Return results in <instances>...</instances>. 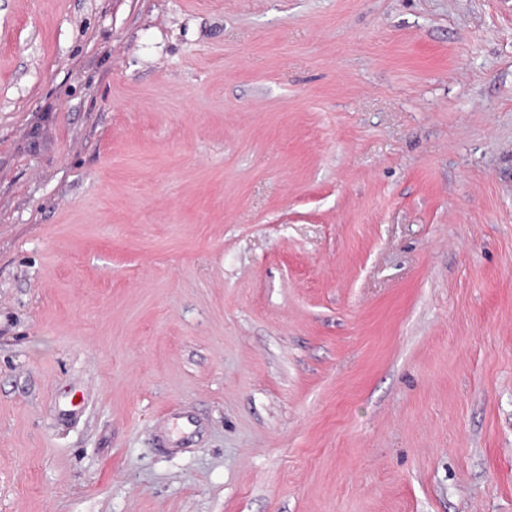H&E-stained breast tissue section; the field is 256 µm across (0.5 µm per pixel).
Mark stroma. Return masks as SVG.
I'll return each instance as SVG.
<instances>
[{
    "instance_id": "1",
    "label": "stroma",
    "mask_w": 512,
    "mask_h": 512,
    "mask_svg": "<svg viewBox=\"0 0 512 512\" xmlns=\"http://www.w3.org/2000/svg\"><path fill=\"white\" fill-rule=\"evenodd\" d=\"M0 512H512V0H0Z\"/></svg>"
}]
</instances>
